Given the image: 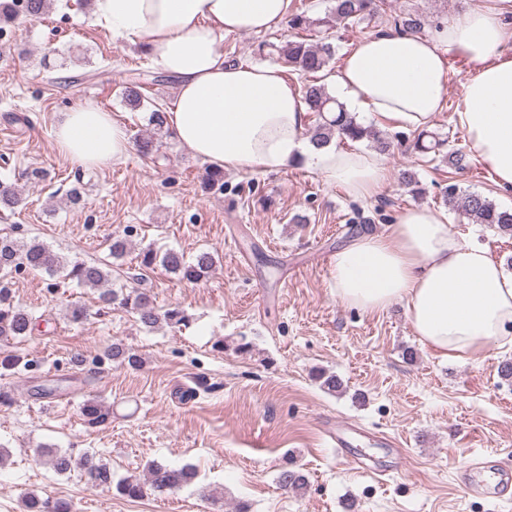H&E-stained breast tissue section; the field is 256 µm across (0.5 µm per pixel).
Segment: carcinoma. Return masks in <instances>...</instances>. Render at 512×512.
Segmentation results:
<instances>
[{"label":"carcinoma","instance_id":"carcinoma-1","mask_svg":"<svg viewBox=\"0 0 512 512\" xmlns=\"http://www.w3.org/2000/svg\"><path fill=\"white\" fill-rule=\"evenodd\" d=\"M380 2L381 0H333V6L328 14L315 19L298 9L288 15L289 27L298 31H315L324 34V37L314 40L298 34L281 45L274 46V50L284 64L301 75L311 77L323 72L335 54V47L327 41L325 34L337 26L353 27L375 16ZM396 27L400 32H419L423 23L417 12L407 11L396 21ZM140 85L141 78L135 77L125 89V101L134 108L144 105ZM301 93L307 111L315 117V126L310 131V138L315 146H324L337 136L352 142L369 140L383 153L390 149L389 140L359 123L355 115L347 112L343 103L330 95L325 85L311 79L302 86ZM444 144L445 141L439 136L422 132L414 142V149L425 154L434 153ZM447 196V202L456 204L471 223L489 224L512 236V211L497 208L480 193L472 192L458 197L456 187L453 185L448 186ZM19 201L16 187L1 182L0 207L12 209ZM141 263L145 267L158 264L182 280L197 283L212 271L215 258L209 252H202L189 261L182 253L172 249L162 253L149 249L142 254ZM22 269L46 273L52 277L60 275L83 287L94 288L99 291V302L103 307L107 308L117 303L133 314L147 329H154L162 323L184 327L189 323V317L179 307L160 311L146 291L133 289L127 293H120L112 289V269L105 263L76 261L69 264L58 253L36 240L21 244L8 236H0L1 340L24 339L32 334L36 326L33 315L23 306L14 303L10 295L9 276ZM103 357L134 370L141 366L140 357L120 342L113 343L112 347L104 352ZM109 414V408L94 398L84 401L81 406V415L90 425L105 422ZM48 458L56 473L65 474L72 470L71 455L52 451ZM80 465L92 483L107 488L113 486L118 494L132 500L142 499L148 495L168 494L189 484L195 478V472L188 467L176 469L152 463L147 468L145 479L129 477L114 484L109 465L97 458V454L85 453L80 459ZM279 484L288 491L298 493L306 487L307 481L302 471L291 465L280 471Z\"/></svg>","mask_w":512,"mask_h":512}]
</instances>
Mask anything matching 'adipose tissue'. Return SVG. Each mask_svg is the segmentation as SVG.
I'll return each mask as SVG.
<instances>
[{
	"label": "adipose tissue",
	"mask_w": 512,
	"mask_h": 512,
	"mask_svg": "<svg viewBox=\"0 0 512 512\" xmlns=\"http://www.w3.org/2000/svg\"><path fill=\"white\" fill-rule=\"evenodd\" d=\"M290 0H98L96 19L113 34L143 42L152 62L176 82L166 110L178 144L212 168L267 174L306 166L347 197L381 195L390 174L384 155L330 144L314 147L310 116L279 65L226 61L217 42L265 33L288 18ZM512 0L478 7L431 35L371 34L329 77L353 113L419 131L430 126L448 89V58L469 67L464 106L455 114L496 186L512 189ZM58 151L77 166H105L128 154V135L111 114L86 102L63 113ZM338 299L366 312L406 305L425 347L444 359L479 360L512 343V273L489 252L451 230L428 207L398 215L382 234H360L337 251Z\"/></svg>",
	"instance_id": "adipose-tissue-1"
}]
</instances>
